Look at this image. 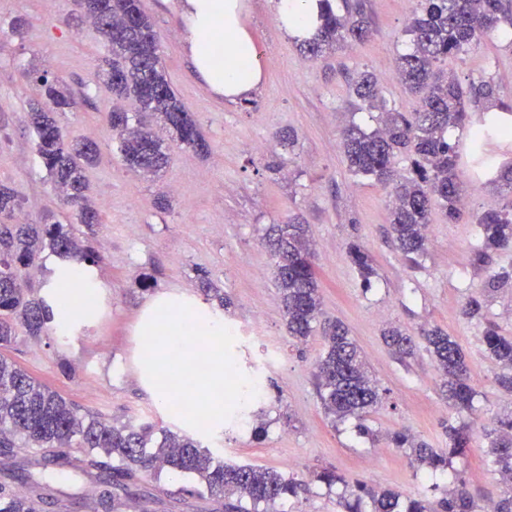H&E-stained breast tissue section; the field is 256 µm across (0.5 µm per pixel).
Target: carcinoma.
<instances>
[{
  "mask_svg": "<svg viewBox=\"0 0 512 512\" xmlns=\"http://www.w3.org/2000/svg\"><path fill=\"white\" fill-rule=\"evenodd\" d=\"M79 11L106 39L103 77L118 101H129L135 111L114 106L106 122L118 138L124 166L143 177H155L170 160V143L201 154L209 145L192 113L169 83L160 56V37L142 0H75ZM321 23L317 32L301 41L310 60L321 57L337 44L360 42L370 34L363 4L343 0L344 13L335 12L331 0H319ZM502 23L512 26V0H417L414 17L405 33L410 46L398 55L396 72L406 88L419 96V108L410 114L387 107L373 76L357 74L354 94L361 108L380 110L379 126L367 131L351 124L342 133V148L353 176L390 189L393 198L391 235L406 261L418 264L426 252V228L433 207L442 208L450 221L462 216V186L458 174L457 145L448 141V129L470 123L468 109L487 104L474 132V146L489 136L508 137L512 127L501 115L512 104L499 97L497 86L486 80L463 84L446 68L448 59L467 52ZM42 102L29 113L36 133L35 147L43 166L61 195L63 204L80 223H99L90 200L85 171L98 146L87 139L70 138L58 125L56 114L70 108L57 80L44 72L35 77ZM412 149L409 174L395 166L398 152ZM485 171L512 193V163H483ZM21 203L9 188L0 187V347L16 340L17 326L38 337L56 322L54 307L36 298L29 287L32 270L46 249L78 266H92L99 256L86 240L76 236L71 224H22L17 217ZM480 243L472 250V263L483 268L490 252L512 246V198L498 207L475 215ZM265 239L276 258L275 283L279 290L288 334L298 342L314 332L320 312V285L314 270V250L308 226L298 221L271 224ZM348 256L361 284L370 290L377 270L368 249L352 241ZM206 301L221 309L230 299L206 277L201 278ZM485 295L470 296L462 308L468 319L479 318ZM386 345L399 359L412 357L416 339L426 344L441 388L456 415L474 410L476 396L462 349L454 337L434 327L415 338L399 326L384 330ZM325 350L316 363L315 386L325 415L333 422L357 421L358 431L366 414L381 405L383 393L369 375L362 353L341 324L323 333ZM485 351L500 367L497 383L512 391V336L486 323ZM153 425L111 421L100 412L84 411L57 391L30 376L0 355V512H35L34 498L15 490L18 484L38 489V481L12 464L16 448H34L42 469L65 476L78 469L94 478L97 494L94 512H120L117 491L132 495L145 473L186 476L197 484L196 494L224 499L226 512H268L278 502L309 490V482L328 487L341 485L342 512H481L482 506L466 489L463 473L452 469L453 460L471 450L472 436L466 424L448 422V447L432 448L405 431L390 434V442L403 451L414 471L443 474L453 470L454 492L431 498L438 483L416 497L398 489L377 490L363 483L350 485L336 471L323 468L310 481L270 468L228 464L216 460L202 440L186 433L162 431L154 438ZM485 462L500 476L503 490L494 512H512V413L499 417L494 428L484 431ZM77 448L82 457L73 458Z\"/></svg>",
  "mask_w": 512,
  "mask_h": 512,
  "instance_id": "1",
  "label": "carcinoma"
}]
</instances>
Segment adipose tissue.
<instances>
[{
	"instance_id": "ef3b65f1",
	"label": "adipose tissue",
	"mask_w": 512,
	"mask_h": 512,
	"mask_svg": "<svg viewBox=\"0 0 512 512\" xmlns=\"http://www.w3.org/2000/svg\"><path fill=\"white\" fill-rule=\"evenodd\" d=\"M177 8L190 33L185 45L188 60L211 90L231 103L254 96L264 71L244 24L245 0H179ZM273 12L279 27L300 40L311 37L320 25L318 0H273ZM57 271L64 274L62 286L71 297L58 326L66 332L96 307L98 291L78 268L62 264Z\"/></svg>"
}]
</instances>
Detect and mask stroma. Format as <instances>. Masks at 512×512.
<instances>
[{
    "label": "stroma",
    "instance_id": "35a3bbf8",
    "mask_svg": "<svg viewBox=\"0 0 512 512\" xmlns=\"http://www.w3.org/2000/svg\"><path fill=\"white\" fill-rule=\"evenodd\" d=\"M161 37L166 75L192 112L210 145L207 155L173 148L171 161L155 180L127 171L103 115L112 96L99 78L106 54L103 34L80 20L73 0H0V186L17 192L19 218L27 224L55 217L71 220L35 150L28 114L39 90L27 70L48 71L64 89L90 91L89 101L60 114L70 135L97 141L96 163L87 171L100 223L75 226L91 237L101 258L91 268L106 293L99 316L84 329L63 337L46 331L33 339L18 331L0 349L33 377L81 408L120 421L146 419L156 430L176 429L137 383L140 343L136 328L145 303L160 291L197 294L199 277L209 274L231 300L224 318L240 330L233 346L240 369L263 382L260 407L265 431L230 425L209 439L214 456L225 462L273 468L309 480L331 467L349 483L397 488L416 495L423 488L402 453L390 445V431L405 428L444 448L448 404L434 362L425 350L400 363L383 339L387 325L417 333L437 326L462 347L477 396L466 416L474 449L453 461L464 470L480 503L499 494L496 477L484 464V425L512 412V392L496 383L497 364L482 343L485 321L512 336V250L492 253L488 270L471 263L480 229L471 213L504 202L507 191L490 183L473 162L471 129H452L459 146V175L466 219L449 221L434 209L427 251L410 265L396 250L390 233L391 198L372 182L349 171L340 132L349 124L371 130L378 113L355 107L352 80L367 70L379 80L391 106L414 111L417 101L395 74L396 58L408 46L405 27L415 0H364L371 21L367 39L306 59L297 40L278 27L272 0H248L245 23L264 66V87L248 102L229 103L212 92L193 70L185 53L186 32L170 0H143ZM28 18L23 37L9 24ZM462 82L490 79L503 100H512V27L500 25L481 44L452 61ZM290 134L294 150L280 161L279 139ZM173 197V207L156 208L158 190ZM298 218L310 227L317 253L324 320L340 322L361 348L368 371L387 402L364 420L368 434L353 422L331 423L316 395L313 373L324 351L320 335L306 343L289 337L274 282V260L263 239L270 224ZM371 252L378 275L363 290L347 257L349 241ZM510 271V279L489 288V271ZM485 293L484 320L462 316L467 297ZM38 453L17 451L18 466L42 484L40 512H57L54 502H71L70 512H92L97 486L80 472L63 479L43 476ZM184 477L142 476L127 505L133 512H224V501L190 493Z\"/></svg>",
    "mask_w": 512,
    "mask_h": 512
}]
</instances>
